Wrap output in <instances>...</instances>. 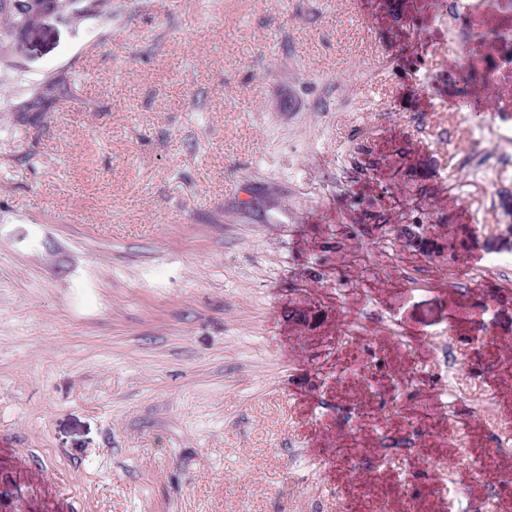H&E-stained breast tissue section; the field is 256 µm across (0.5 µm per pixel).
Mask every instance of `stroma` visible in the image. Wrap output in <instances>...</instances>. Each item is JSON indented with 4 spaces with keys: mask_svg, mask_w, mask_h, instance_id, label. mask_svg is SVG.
Returning a JSON list of instances; mask_svg holds the SVG:
<instances>
[{
    "mask_svg": "<svg viewBox=\"0 0 512 512\" xmlns=\"http://www.w3.org/2000/svg\"><path fill=\"white\" fill-rule=\"evenodd\" d=\"M368 2L112 0L0 57L17 101L71 84L40 121L0 109V512H368L410 474L423 512L450 485L512 505V457L469 423L482 395L512 407V273L481 301L448 286L467 250L512 255V227L460 218L479 120L432 10L404 0L408 32ZM347 320L374 378L336 353ZM450 323L453 406L447 373L403 381ZM424 411L419 455L337 463Z\"/></svg>",
    "mask_w": 512,
    "mask_h": 512,
    "instance_id": "obj_1",
    "label": "stroma"
}]
</instances>
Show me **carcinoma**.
<instances>
[{
    "mask_svg": "<svg viewBox=\"0 0 512 512\" xmlns=\"http://www.w3.org/2000/svg\"><path fill=\"white\" fill-rule=\"evenodd\" d=\"M82 2V12L112 18L110 0H0V51L9 47L23 32L36 28L47 14L65 17L76 2ZM37 98L69 94L68 80L51 77L34 91Z\"/></svg>",
    "mask_w": 512,
    "mask_h": 512,
    "instance_id": "obj_1",
    "label": "carcinoma"
}]
</instances>
